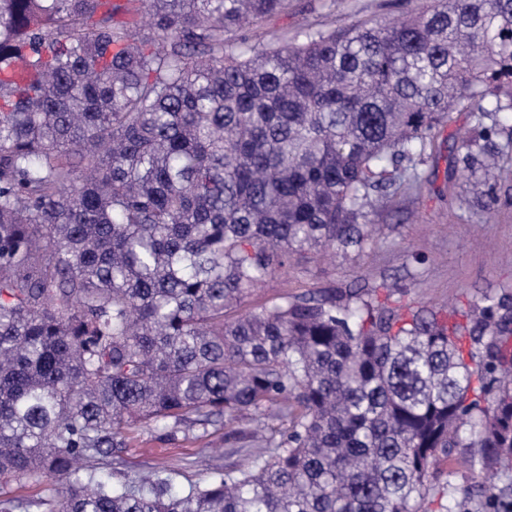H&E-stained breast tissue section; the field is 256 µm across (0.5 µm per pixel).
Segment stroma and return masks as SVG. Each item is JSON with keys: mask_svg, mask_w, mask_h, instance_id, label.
Returning a JSON list of instances; mask_svg holds the SVG:
<instances>
[{"mask_svg": "<svg viewBox=\"0 0 512 512\" xmlns=\"http://www.w3.org/2000/svg\"><path fill=\"white\" fill-rule=\"evenodd\" d=\"M408 7L406 0H294L292 12L271 20L269 33L281 34L303 24L338 27L356 19L384 20ZM455 143L440 133L420 165L418 187L390 192L376 217L375 243L362 254L307 262L292 260L286 275L258 293L259 300L295 295L309 288L346 287L354 279L368 286L397 282L401 305H426L468 312L487 292L512 293V190L501 191L493 212L476 202L468 183L448 179V158ZM251 444H227L223 421L182 427L169 437L135 427L128 445L100 476L113 480L157 467L174 470L175 491L205 482L212 471L247 464Z\"/></svg>", "mask_w": 512, "mask_h": 512, "instance_id": "obj_1", "label": "stroma"}]
</instances>
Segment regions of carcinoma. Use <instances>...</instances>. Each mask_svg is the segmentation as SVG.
Here are the masks:
<instances>
[{
    "label": "carcinoma",
    "mask_w": 512,
    "mask_h": 512,
    "mask_svg": "<svg viewBox=\"0 0 512 512\" xmlns=\"http://www.w3.org/2000/svg\"><path fill=\"white\" fill-rule=\"evenodd\" d=\"M292 0H0V479L54 512H430L458 448L512 512V294L465 321L376 288L254 304L293 256L364 251L394 171L463 108L448 176L496 206L512 0L264 37ZM275 417L175 493L95 479L132 424ZM6 491L7 494H0V500L11 498L38 502L52 499V491L48 484H38L26 479L12 480Z\"/></svg>",
    "instance_id": "obj_1"
}]
</instances>
